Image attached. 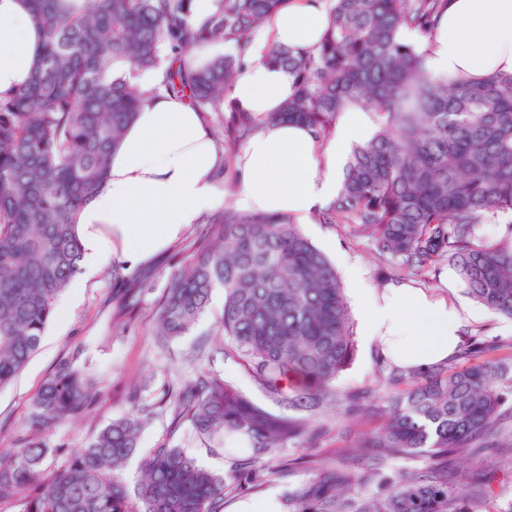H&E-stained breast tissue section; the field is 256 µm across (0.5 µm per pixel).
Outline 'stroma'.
Masks as SVG:
<instances>
[{"label": "stroma", "mask_w": 512, "mask_h": 512, "mask_svg": "<svg viewBox=\"0 0 512 512\" xmlns=\"http://www.w3.org/2000/svg\"><path fill=\"white\" fill-rule=\"evenodd\" d=\"M205 229L202 223L190 225L168 248L162 261L150 266L151 279L126 325H119L114 317L115 296L124 281L137 277V270L115 260L94 277L76 275L58 297L38 351L14 382L0 390L1 456L15 450L18 431L32 400L55 363L63 357L96 375L99 409L94 417L58 424L44 434L43 441L49 449L44 465L51 469L62 468L70 454L84 447L96 429L128 411L129 393L143 376L151 377L152 382L142 399L156 409L165 391L178 388L210 369L232 381L252 400L281 411V404L268 398L241 365L221 353L212 330L222 308V297H214L192 334L163 343L153 333L154 310L169 276L186 265L192 245L202 241ZM302 230L329 259L341 256L361 267L365 287L379 288L396 280V273L378 259L369 239L354 235L347 225L314 223L303 225ZM465 342L480 344L478 360L512 358V318L488 312L467 330ZM389 374V368L370 359L359 343L351 365L336 385L345 391L380 388ZM378 423V418L370 416L360 422L329 416L314 452L319 457L335 460L336 449L343 441L369 432ZM474 469L484 476L485 487L479 493L473 492L469 485L468 476ZM310 475V469L304 466L286 480L259 471L253 489L236 496L225 495L224 512H241L243 505L266 499L281 501L289 483L300 482ZM448 477L460 489L463 512H512L511 456L484 448L474 456L471 466L449 471Z\"/></svg>", "instance_id": "1"}]
</instances>
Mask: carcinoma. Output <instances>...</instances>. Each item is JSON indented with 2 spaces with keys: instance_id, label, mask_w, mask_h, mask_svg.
<instances>
[{
  "instance_id": "1",
  "label": "carcinoma",
  "mask_w": 512,
  "mask_h": 512,
  "mask_svg": "<svg viewBox=\"0 0 512 512\" xmlns=\"http://www.w3.org/2000/svg\"><path fill=\"white\" fill-rule=\"evenodd\" d=\"M44 32L31 81L0 100V389L38 351L59 294L80 272L78 210L100 191L111 153L135 119L145 92L132 79L189 56L204 43L224 53L164 72L172 94L190 89L200 109L224 113V137L243 141L255 127L225 90L244 63L252 35L283 0H221L202 24L192 0H28ZM331 25L319 47L271 45L264 60L292 72L295 95L269 122H297L322 137L341 112L370 114L374 136L351 150L341 187L318 214L371 239L400 271L441 260L480 304L512 318V75L480 84L431 76L405 29L430 33L444 0H330ZM506 221L487 239L485 224ZM206 246L172 274L156 307L157 334L189 335L216 290L224 303L215 329L261 390L288 406L276 413L219 374L203 372L163 402L168 437L140 461L133 485L123 470L153 410L131 409L102 426L59 470L44 467L40 436L90 410L93 376L63 358L33 401L10 460H0V505L22 512H222L224 491L246 492L257 468L290 474L285 448L312 447L322 409L356 418L381 403V427L313 459V476L288 488L291 512H460L448 459L474 454L502 435L512 415V362L465 361L411 374L392 371L388 389L342 394L335 382L354 354L344 288L326 254L283 214L231 207L209 220ZM145 278L121 290L120 314L134 309ZM222 443L230 468L220 476L180 444ZM375 461L378 483L389 461L428 458L432 467L392 481L364 500L357 462Z\"/></svg>"
}]
</instances>
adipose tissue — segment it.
<instances>
[{
	"instance_id": "1",
	"label": "adipose tissue",
	"mask_w": 512,
	"mask_h": 512,
	"mask_svg": "<svg viewBox=\"0 0 512 512\" xmlns=\"http://www.w3.org/2000/svg\"><path fill=\"white\" fill-rule=\"evenodd\" d=\"M329 25V0H288L264 25L228 99L257 118L280 111L294 94V77L263 62L266 46L312 50ZM402 37L419 41L434 75L461 83L512 75V0H446L430 37L408 30ZM41 45L27 0H0V99L30 81ZM159 81L154 72L139 76L150 95L113 152L101 193L76 216L87 273L115 259L130 268L148 262L230 198L243 212L313 223L336 195L353 137L374 128L370 115L357 109L342 112L324 139L301 123L260 126L235 155L240 182L230 197L217 184L224 151L204 112L159 89ZM347 276L355 283L351 297L367 352L402 370L425 372L454 360L464 329L482 318L462 300L463 285L454 278L444 292L393 282L376 293L358 287L355 271Z\"/></svg>"
}]
</instances>
